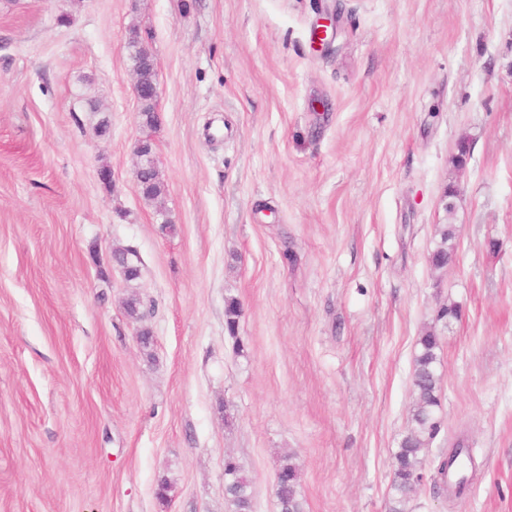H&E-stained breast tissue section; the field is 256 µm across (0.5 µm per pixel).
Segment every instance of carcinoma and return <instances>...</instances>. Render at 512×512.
Listing matches in <instances>:
<instances>
[{
    "mask_svg": "<svg viewBox=\"0 0 512 512\" xmlns=\"http://www.w3.org/2000/svg\"><path fill=\"white\" fill-rule=\"evenodd\" d=\"M129 59L132 68L140 76L141 85L149 90L157 84L154 62L150 51L137 39L128 42ZM143 167L149 174V180L142 195L147 200H154L162 193V185L154 161L143 158ZM440 243L431 254V266L440 270L448 266V258L453 254L456 228L453 224H443L438 229ZM133 250L119 251L114 254L115 261L124 269L127 279L139 277L140 269L133 260ZM225 322L229 331H234L241 315L240 303L230 299L225 304ZM440 337L431 329L420 336L418 352L414 358L412 384L415 391V403L406 434L400 448L395 454L392 487L396 496V505L391 512H404L401 508L423 480L420 453L434 439L438 431L436 411L440 406L437 394L438 377L436 374L437 350ZM224 493L235 512H249L252 508L250 481L240 466L231 458L224 459ZM275 494L281 512H305L304 500L299 489V473L285 456L277 475Z\"/></svg>",
    "mask_w": 512,
    "mask_h": 512,
    "instance_id": "1",
    "label": "carcinoma"
}]
</instances>
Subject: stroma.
I'll use <instances>...</instances> for the list:
<instances>
[{
  "label": "stroma",
  "instance_id": "stroma-1",
  "mask_svg": "<svg viewBox=\"0 0 512 512\" xmlns=\"http://www.w3.org/2000/svg\"><path fill=\"white\" fill-rule=\"evenodd\" d=\"M433 327L405 512H512V0H0V512H232L228 456L279 512L286 455L305 512H389ZM129 59L132 62V68L136 69L140 76L141 85L144 89H152L151 94L155 100L159 97V89L156 80L154 62L150 51L137 39L132 38L128 42ZM138 82V77L134 81V91L137 99L140 101V117L143 122L149 126H155L158 123L159 116L156 112V103L152 99L140 100L142 87ZM154 86V87H153ZM152 152V146L143 141H139L135 145V152L138 157H143V167L149 174V180L145 188L141 190L142 195L147 200H154L158 198L162 193V185L158 180V173L154 165V161L151 158H147L145 155ZM440 243L431 254V266L435 270H440L448 266V258L453 254L456 238V228L454 224H442L438 229ZM440 337L435 329L428 330L418 340V352L414 358L412 384L415 403L406 434L394 457L392 487L399 506H392L391 512H405L401 505L410 498L423 480L422 462L419 457L438 431L436 411L440 406L437 394L436 374L437 350ZM468 458L469 455L466 453H462L461 456L447 469L448 460L445 459L439 465L437 471L442 475V477L446 478V481L451 486H457L463 478H466L468 475Z\"/></svg>",
  "mask_w": 512,
  "mask_h": 512
}]
</instances>
